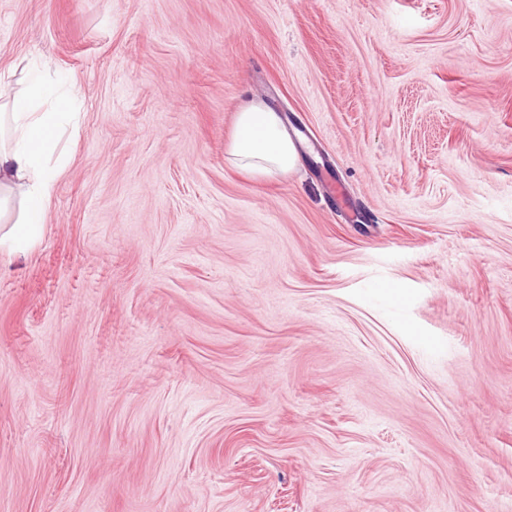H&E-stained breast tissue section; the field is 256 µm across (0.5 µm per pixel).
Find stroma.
Instances as JSON below:
<instances>
[{"instance_id":"stroma-1","label":"stroma","mask_w":512,"mask_h":512,"mask_svg":"<svg viewBox=\"0 0 512 512\" xmlns=\"http://www.w3.org/2000/svg\"><path fill=\"white\" fill-rule=\"evenodd\" d=\"M33 59L81 122L0 255V512H512V0H0ZM226 153L234 168L260 179L287 174L299 156L281 115L264 102L237 112Z\"/></svg>"}]
</instances>
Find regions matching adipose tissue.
I'll use <instances>...</instances> for the list:
<instances>
[{
	"mask_svg": "<svg viewBox=\"0 0 512 512\" xmlns=\"http://www.w3.org/2000/svg\"><path fill=\"white\" fill-rule=\"evenodd\" d=\"M80 89L73 76L49 75L44 65L28 62L24 87L0 104V252H25L45 219L55 183L69 162L62 144L79 129ZM237 170L267 178L287 174L298 148L276 110L254 102L239 110L227 146Z\"/></svg>",
	"mask_w": 512,
	"mask_h": 512,
	"instance_id": "ef3b65f1",
	"label": "adipose tissue"
}]
</instances>
